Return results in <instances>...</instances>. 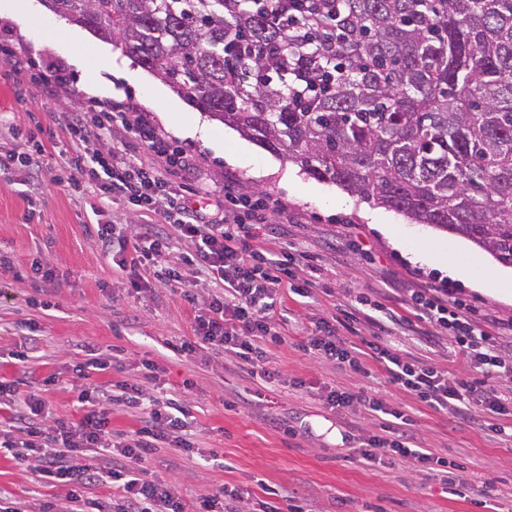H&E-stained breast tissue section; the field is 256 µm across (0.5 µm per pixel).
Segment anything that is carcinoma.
Listing matches in <instances>:
<instances>
[{"instance_id":"obj_1","label":"carcinoma","mask_w":512,"mask_h":512,"mask_svg":"<svg viewBox=\"0 0 512 512\" xmlns=\"http://www.w3.org/2000/svg\"><path fill=\"white\" fill-rule=\"evenodd\" d=\"M260 147L512 266V0H48Z\"/></svg>"}]
</instances>
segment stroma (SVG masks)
I'll list each match as a JSON object with an SVG mask.
<instances>
[{"instance_id": "1", "label": "stroma", "mask_w": 512, "mask_h": 512, "mask_svg": "<svg viewBox=\"0 0 512 512\" xmlns=\"http://www.w3.org/2000/svg\"><path fill=\"white\" fill-rule=\"evenodd\" d=\"M66 24L46 8L25 28L0 15V46L31 62L19 84L8 73V61L0 59V155L20 154L32 137L42 142L50 163L37 193L22 164L0 169V376L12 374L15 355H26L32 380L57 377L45 397L54 417L65 420L77 412L72 369L83 360L77 343L91 342L122 363L120 373L110 368L91 373V380L102 385L124 375L137 377L141 358L161 363L166 369L163 393L184 401L202 448L196 462L162 468L158 474L174 482L191 507L215 487L234 484L258 496L267 487H289L311 495L314 512H512V433L506 431L512 416L502 417V433L487 432L479 420L462 422L434 411L383 376L367 379L368 388L408 411L418 440L449 461L444 475L419 473L406 464L368 468L351 454L362 439L352 436L346 414L330 411L321 398L325 387L357 385L350 372L296 345H276L270 349L271 365L281 378L262 386L243 372L225 374L221 357L210 351L189 359L176 352V344L191 334L190 306L149 272L140 290H133L95 244L96 225L144 224L148 218L120 203L101 207L81 176L62 170L63 156L76 143L59 115L126 96L177 146L186 141L172 130V122L191 123L201 113L169 88L150 97L151 87L161 81L135 79L136 63L124 71L76 68L59 46ZM55 73L62 79L55 103L47 105L39 82ZM189 142L196 165L184 179L210 192L193 198V205L222 198L229 176L239 191L258 192L287 207V223L263 226L256 244L269 250L296 248L317 267L308 297L283 293L285 314L304 326L331 318L336 305L358 296L409 317L411 293L442 279L438 270L410 261L414 250H440L464 264L479 258L484 291L457 280L455 297L478 312L512 318V302L501 301L496 293L497 277L507 273V266L467 239L413 223L313 179L215 119H208L205 137ZM381 224L392 225L404 249H395L378 232ZM39 255L49 260L58 282L46 293L29 268L30 259ZM425 330L423 323L411 320L390 342L413 358L461 374L459 355L444 341L425 344ZM295 379L301 387H292ZM450 479L484 486L486 506L449 494ZM0 487L27 512H43L65 494L63 487L18 466L1 447Z\"/></svg>"}]
</instances>
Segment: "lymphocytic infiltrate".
Segmentation results:
<instances>
[{
	"label": "lymphocytic infiltrate",
	"mask_w": 512,
	"mask_h": 512,
	"mask_svg": "<svg viewBox=\"0 0 512 512\" xmlns=\"http://www.w3.org/2000/svg\"><path fill=\"white\" fill-rule=\"evenodd\" d=\"M129 110L128 103L116 99L110 111L91 118L78 112L62 115L72 138L81 145L66 156L65 166L86 179L103 202L123 201L156 217L151 224L98 225V247L125 272L132 287H139L143 270L149 268L160 284L193 304L192 334L182 340L178 353L210 350L249 365L251 374L265 382L279 380V371L269 366L267 345L286 342L277 304L300 256L286 250L260 252L253 242L270 215L285 217V206L266 196L228 191L221 209L231 212V219H218L192 207L196 189L172 181L170 174L189 169L194 154L183 147L171 148L147 117L129 119ZM116 132L122 136L120 146L100 150L99 142ZM135 143L160 157V164L138 159L130 151ZM182 243L188 245V252L170 260V253ZM199 275L212 285L201 304L194 293ZM409 305L414 317L428 326L430 342L445 339L458 349L463 376L449 377L446 371L412 359L385 342V335L404 323L392 314L377 321L383 339L370 343L368 351L349 344L338 329L357 321L361 313L357 307L343 311L340 320L314 323L301 347L316 359L363 378L371 375L365 360L373 358L391 384L428 407L452 411L466 420L477 405L489 418L490 429L500 431V418L512 412V357L503 350L498 331L480 321L469 304L452 297L446 288L419 289L411 294ZM80 349L89 360L74 369L82 380L77 395L79 421L52 418L39 391L28 389L27 371L20 368L12 377L0 378V405L11 411L9 422L0 429V447L12 449L16 462L40 478L65 488L64 506L50 512H188L172 482L150 476L147 468L160 447L178 449L189 459L199 448L198 438L188 431L183 402L145 393L144 383H159V365L143 361L141 384L129 380L93 384L86 380L88 370L106 369L108 360L92 343L81 344ZM110 402L139 411L141 428L131 435L113 433L106 408ZM323 403L336 413L380 420V433L369 436L365 447L355 451L365 466L400 459L422 472L443 465V458L432 449L415 445L405 410L366 388H327ZM107 481L120 491L112 503L89 496V489ZM197 512H309V500L285 487L247 499L237 487L225 485L204 497Z\"/></svg>",
	"instance_id": "lymphocytic-infiltrate-1"
}]
</instances>
